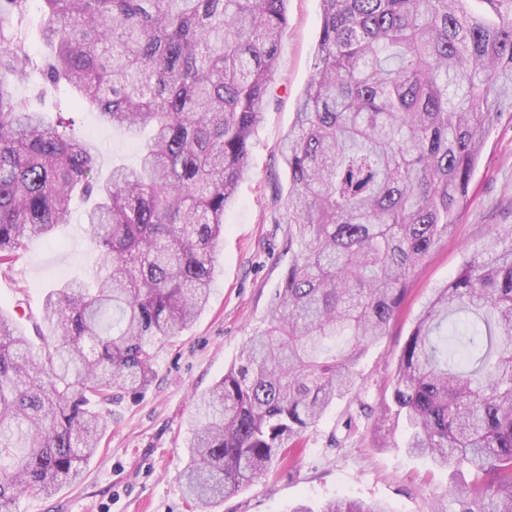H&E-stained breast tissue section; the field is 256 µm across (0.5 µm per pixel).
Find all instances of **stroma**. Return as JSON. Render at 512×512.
Here are the masks:
<instances>
[{
    "label": "stroma",
    "mask_w": 512,
    "mask_h": 512,
    "mask_svg": "<svg viewBox=\"0 0 512 512\" xmlns=\"http://www.w3.org/2000/svg\"><path fill=\"white\" fill-rule=\"evenodd\" d=\"M288 24L261 123L252 137V164L224 213V237L215 255L208 305L180 335L158 343L154 375L134 395L110 406L107 429L81 478L48 497L16 499L11 512H196L180 473L184 444L192 435L197 397L220 380L239 352L269 319L288 268V171L278 151L313 71L322 23L321 0H288ZM18 94L50 120L73 119L69 134L92 136L103 172L113 161L135 163L140 143L104 124L94 112L76 111L69 92L42 76ZM470 208L453 235L442 241L412 277L388 334L356 366L370 405L353 431H345L347 400L330 407L298 447L289 448L274 477L261 478L226 497L214 512H292L347 497L387 502L393 512H456L448 495L451 471L407 454L408 429L390 400L396 362L419 314L437 288L482 248L493 225H512V125L492 130L471 183ZM82 202L67 224L30 241L10 266L0 267V313L41 347L45 296L100 263L97 244L82 225ZM340 438L333 446L332 438Z\"/></svg>",
    "instance_id": "stroma-1"
}]
</instances>
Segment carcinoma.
<instances>
[{"instance_id":"1","label":"carcinoma","mask_w":512,"mask_h":512,"mask_svg":"<svg viewBox=\"0 0 512 512\" xmlns=\"http://www.w3.org/2000/svg\"><path fill=\"white\" fill-rule=\"evenodd\" d=\"M287 0H43L46 79L137 137L132 165L28 109L38 69L0 28V265L93 196L102 264L50 291L33 351L0 314V512L79 477L102 409L150 382L154 347L209 300L224 212L250 168ZM322 0L314 74L280 148L296 252L267 327L200 397L182 471L199 512L258 477L334 402L368 415L355 367L386 336L416 269L450 235L490 130L512 119V0ZM25 0H0V23ZM512 240V232L505 235ZM483 248L436 289L393 380L406 449L467 472L458 512H512V244ZM476 318L459 361L442 332ZM319 512H393L334 499Z\"/></svg>"}]
</instances>
